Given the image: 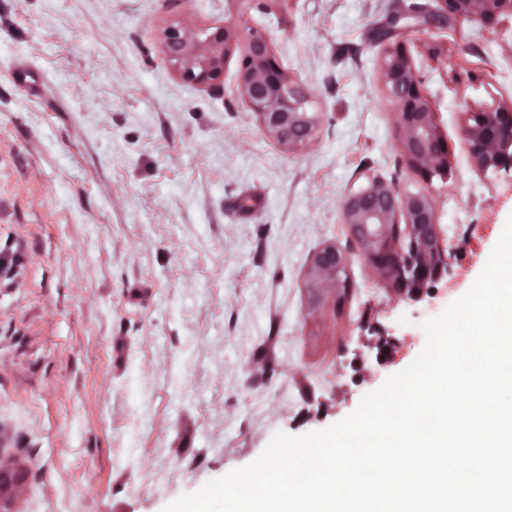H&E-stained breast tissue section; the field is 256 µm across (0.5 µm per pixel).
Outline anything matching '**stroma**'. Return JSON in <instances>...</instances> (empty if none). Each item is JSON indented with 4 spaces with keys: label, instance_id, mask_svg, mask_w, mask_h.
Instances as JSON below:
<instances>
[{
    "label": "stroma",
    "instance_id": "obj_1",
    "mask_svg": "<svg viewBox=\"0 0 512 512\" xmlns=\"http://www.w3.org/2000/svg\"><path fill=\"white\" fill-rule=\"evenodd\" d=\"M399 0H0V423L30 471L19 512H162L252 463L275 432L317 431L422 351L512 215L464 114L512 106V14L408 33L448 146V180L398 148L381 35ZM239 19L315 94V142L290 152L238 87L183 80L172 22ZM31 79H15L16 63ZM372 177L429 191L448 278L392 292L342 220ZM350 254L352 291L309 309L312 255Z\"/></svg>",
    "mask_w": 512,
    "mask_h": 512
}]
</instances>
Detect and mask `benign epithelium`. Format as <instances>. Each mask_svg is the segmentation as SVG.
<instances>
[{
	"instance_id": "obj_1",
	"label": "benign epithelium",
	"mask_w": 512,
	"mask_h": 512,
	"mask_svg": "<svg viewBox=\"0 0 512 512\" xmlns=\"http://www.w3.org/2000/svg\"><path fill=\"white\" fill-rule=\"evenodd\" d=\"M409 2L392 16L389 35L420 31L449 19L488 23L503 12L512 13V0H436L435 7L423 0ZM162 40L176 72L201 85L218 81L229 53L242 47L238 85L264 133L289 152L302 151L315 141L321 115L314 108V93L279 65L264 34L230 20L211 32L189 31L172 23ZM382 80L395 111L402 156L427 182L447 180V147L423 92L422 78L399 43L386 49ZM462 131L479 171L512 170L511 108L492 105L467 112ZM342 217L365 260L398 294L419 300L427 288L448 276L449 257L430 194L402 191L392 181L373 177L344 200ZM401 223L405 224L404 243L398 246ZM348 266L346 251L332 243L313 254L304 281L309 307L341 306L352 288Z\"/></svg>"
}]
</instances>
